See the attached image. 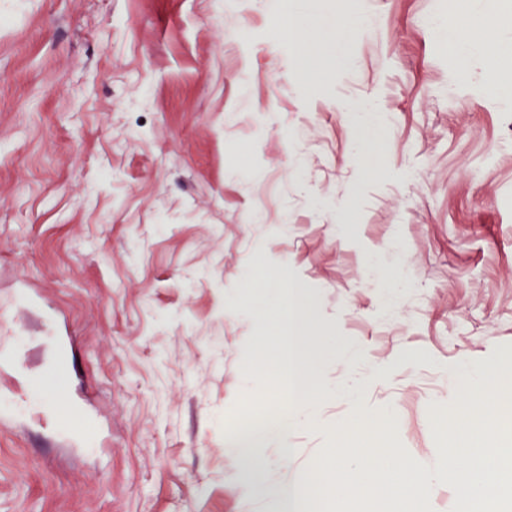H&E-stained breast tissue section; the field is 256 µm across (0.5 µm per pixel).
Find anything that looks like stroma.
Segmentation results:
<instances>
[{"instance_id":"obj_1","label":"stroma","mask_w":512,"mask_h":512,"mask_svg":"<svg viewBox=\"0 0 512 512\" xmlns=\"http://www.w3.org/2000/svg\"><path fill=\"white\" fill-rule=\"evenodd\" d=\"M274 3L0 0V306L39 300L14 318L0 399L57 371L69 330L102 443L0 426V512H266L224 438L255 388L235 285L275 261L378 369L363 403L417 461L449 371L512 359V111L477 60L439 97L448 49L421 18L442 0H362L378 25L348 45L353 70L308 47V84L268 37ZM367 97L395 115L370 175L345 119ZM375 253L411 282L394 318ZM351 412L326 403L271 460L311 465Z\"/></svg>"}]
</instances>
